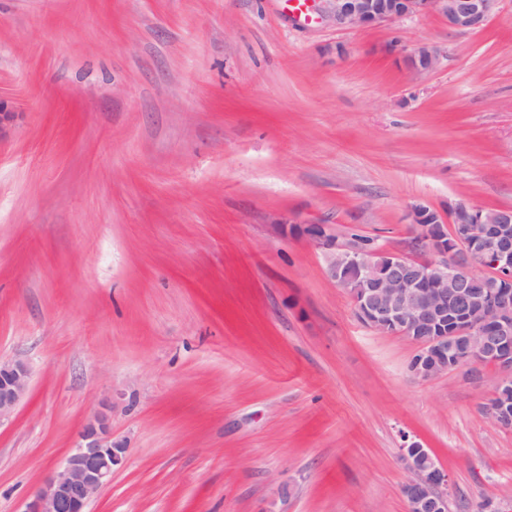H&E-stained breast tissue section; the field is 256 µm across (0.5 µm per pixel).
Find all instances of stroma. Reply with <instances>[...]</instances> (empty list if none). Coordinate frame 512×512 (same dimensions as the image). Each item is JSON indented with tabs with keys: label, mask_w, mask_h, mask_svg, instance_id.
Instances as JSON below:
<instances>
[{
	"label": "stroma",
	"mask_w": 512,
	"mask_h": 512,
	"mask_svg": "<svg viewBox=\"0 0 512 512\" xmlns=\"http://www.w3.org/2000/svg\"><path fill=\"white\" fill-rule=\"evenodd\" d=\"M430 45L435 69L402 55ZM0 512L109 407L89 512H406L402 434L450 512H512L498 370L414 378L305 234L408 250L411 209L512 207V0L343 29L293 0H0ZM31 370L22 360H0V421L9 417L26 395Z\"/></svg>",
	"instance_id": "1"
}]
</instances>
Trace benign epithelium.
<instances>
[{
    "mask_svg": "<svg viewBox=\"0 0 512 512\" xmlns=\"http://www.w3.org/2000/svg\"><path fill=\"white\" fill-rule=\"evenodd\" d=\"M501 0H314L313 7L340 28L375 27L395 19L439 12L448 28H484ZM411 70H433L437 52L422 47L408 56ZM424 258L404 252L341 246L321 224L305 233L323 250L336 285L347 289L355 317L368 329L402 336L416 353L408 369L429 380L463 367L494 364L496 387L512 389V209L483 211L467 200L448 208L441 224L424 206L411 210ZM497 270L500 286L478 296L472 281L487 265ZM31 370L22 360H0V421L11 415L26 395ZM486 419L501 425L512 419V407L490 400ZM126 448L112 439L108 415L99 412L79 432L75 447L53 475L35 492L26 512H87L89 503L112 481L124 463ZM402 455L415 477L402 488L407 512H448L451 480L428 449L404 443Z\"/></svg>",
    "mask_w": 512,
    "mask_h": 512,
    "instance_id": "obj_1",
    "label": "benign epithelium"
}]
</instances>
